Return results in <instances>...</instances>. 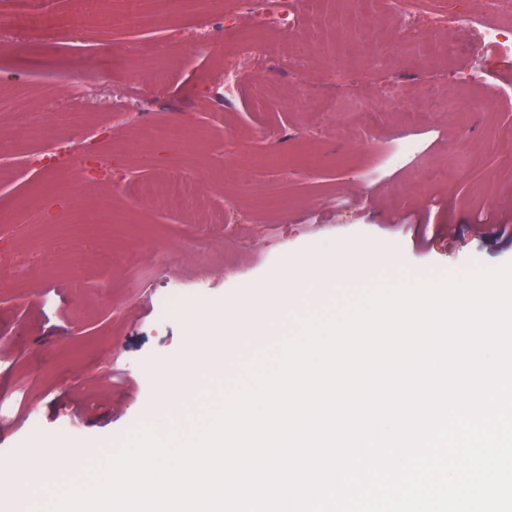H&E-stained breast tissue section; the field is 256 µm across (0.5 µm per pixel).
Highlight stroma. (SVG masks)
<instances>
[{"label":"stroma","mask_w":512,"mask_h":512,"mask_svg":"<svg viewBox=\"0 0 512 512\" xmlns=\"http://www.w3.org/2000/svg\"><path fill=\"white\" fill-rule=\"evenodd\" d=\"M27 24L16 0H0V255L26 252L0 283V499L15 491L9 463L96 456L152 421L166 365L183 354L208 309L273 287L288 265L325 255L373 265L375 280L425 279L512 261V54L486 45L463 69L479 71L483 102L461 94L429 102L454 70L441 26L420 23V53L392 41L336 33L325 51L246 67L237 94L208 41L224 52L263 6L226 0L234 30L185 0L152 25L128 23L119 0L101 18L75 0H40ZM383 24L354 0H321L300 31ZM169 44L164 54L152 44ZM391 63H376V51ZM353 56L337 75L336 62ZM335 107L315 110L309 96ZM19 108L34 116L16 130ZM176 122L182 139L151 137ZM95 150L107 169L88 174ZM47 152L43 167L27 156ZM198 176L186 206L170 210L139 194L172 173ZM53 202L32 213L30 197ZM112 227L100 245L78 228L85 214ZM138 253L139 265H102L99 250Z\"/></svg>","instance_id":"stroma-1"}]
</instances>
